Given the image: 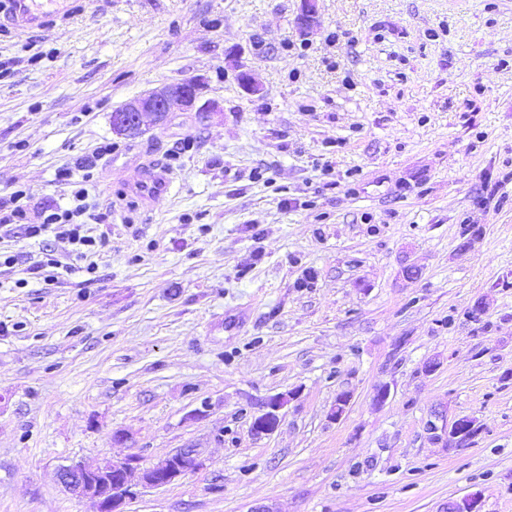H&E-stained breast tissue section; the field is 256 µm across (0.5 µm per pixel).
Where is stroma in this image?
<instances>
[{
  "mask_svg": "<svg viewBox=\"0 0 512 512\" xmlns=\"http://www.w3.org/2000/svg\"><path fill=\"white\" fill-rule=\"evenodd\" d=\"M66 2L40 29L0 15V512H93L60 467L183 448L199 466L126 512H512V0H316L304 36L303 0ZM196 75L208 121L113 134ZM104 141L95 276L28 277L71 246L6 200L68 204L57 169ZM151 166L171 193L131 198ZM460 416L466 446L428 429ZM288 400L284 396H278L271 399L267 405L268 411L254 418L252 429L256 434H268L273 432L278 426V412L287 404Z\"/></svg>",
  "mask_w": 512,
  "mask_h": 512,
  "instance_id": "35a3bbf8",
  "label": "stroma"
}]
</instances>
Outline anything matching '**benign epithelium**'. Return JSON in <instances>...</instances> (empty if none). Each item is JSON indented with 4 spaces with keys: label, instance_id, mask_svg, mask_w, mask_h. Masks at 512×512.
Returning a JSON list of instances; mask_svg holds the SVG:
<instances>
[{
    "label": "benign epithelium",
    "instance_id": "7a95c632",
    "mask_svg": "<svg viewBox=\"0 0 512 512\" xmlns=\"http://www.w3.org/2000/svg\"><path fill=\"white\" fill-rule=\"evenodd\" d=\"M305 8L299 18L301 28L307 30L318 23L315 0H304ZM239 81L243 91L256 96L263 87L249 70H240ZM204 81L197 77L167 82L148 89L116 108L121 117H112V131L120 137H131L143 132L144 119L149 117L156 126L166 124L169 114L177 109L196 113L206 119L217 111L215 103L202 99ZM287 404V398L278 396L267 405L268 411L254 418L252 429L257 434H268L278 426L279 411ZM474 427L471 417L454 419L444 433L448 442L461 447L468 440V432ZM197 466L193 450L173 453L145 467L133 458L123 461L105 460L96 466L74 463L58 472L60 483L71 493L92 500L96 512H125L126 500L132 494L133 481L150 488L165 486ZM479 493L468 494L448 503L447 512H478Z\"/></svg>",
    "mask_w": 512,
    "mask_h": 512
}]
</instances>
